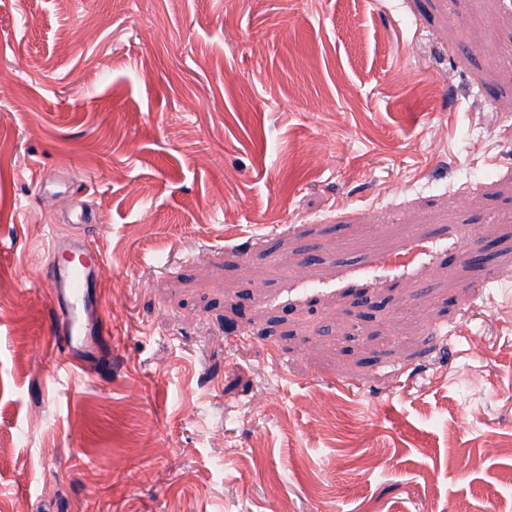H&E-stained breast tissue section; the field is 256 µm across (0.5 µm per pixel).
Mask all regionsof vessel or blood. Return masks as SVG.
Instances as JSON below:
<instances>
[{
    "mask_svg": "<svg viewBox=\"0 0 512 512\" xmlns=\"http://www.w3.org/2000/svg\"><path fill=\"white\" fill-rule=\"evenodd\" d=\"M105 258L77 237H52L46 277L55 310V346L67 370L90 373L112 361V345L100 327Z\"/></svg>",
    "mask_w": 512,
    "mask_h": 512,
    "instance_id": "vessel-or-blood-1",
    "label": "vessel or blood"
}]
</instances>
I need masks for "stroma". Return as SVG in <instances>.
Masks as SVG:
<instances>
[{
  "mask_svg": "<svg viewBox=\"0 0 512 512\" xmlns=\"http://www.w3.org/2000/svg\"><path fill=\"white\" fill-rule=\"evenodd\" d=\"M0 439V512H512V0H0ZM77 255L79 263L61 261ZM46 277L55 310L53 344L65 354V369L91 373L112 361V343L100 328L105 258L78 237L54 235L47 249Z\"/></svg>",
  "mask_w": 512,
  "mask_h": 512,
  "instance_id": "35a3bbf8",
  "label": "stroma"
}]
</instances>
